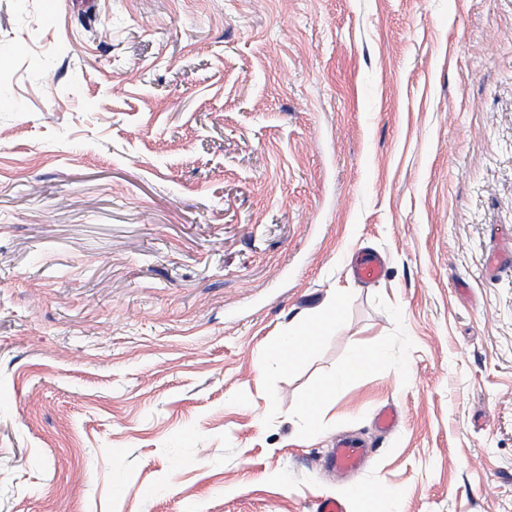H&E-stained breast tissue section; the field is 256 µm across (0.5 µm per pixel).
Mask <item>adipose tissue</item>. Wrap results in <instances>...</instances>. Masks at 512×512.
Here are the masks:
<instances>
[{
  "instance_id": "adipose-tissue-1",
  "label": "adipose tissue",
  "mask_w": 512,
  "mask_h": 512,
  "mask_svg": "<svg viewBox=\"0 0 512 512\" xmlns=\"http://www.w3.org/2000/svg\"><path fill=\"white\" fill-rule=\"evenodd\" d=\"M343 307L342 295H335L308 322L289 330L287 336L272 346L267 354L268 359L276 361L281 367L293 368L302 356L310 354L316 348L324 332L336 324ZM381 357V352L376 350L355 353L341 371L329 377L318 390L304 398L299 404V411L309 425H316L321 405L330 394L361 375Z\"/></svg>"
}]
</instances>
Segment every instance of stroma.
<instances>
[{
  "mask_svg": "<svg viewBox=\"0 0 512 512\" xmlns=\"http://www.w3.org/2000/svg\"><path fill=\"white\" fill-rule=\"evenodd\" d=\"M342 435L373 457L334 476ZM353 486L391 496L351 512H512V0H0V512ZM355 275L365 282H374L384 273V263L374 254H364L358 260L355 267ZM343 307V297L336 292L308 322L289 330L287 336H283L272 346L265 360H274L288 370L293 368L302 356H307L316 348L324 332L336 324ZM381 357L382 353L376 350L355 353L341 371L329 377L318 390L304 398L299 404V411L308 420L309 425L311 427L318 425L317 419L321 405L330 394L339 386L361 375Z\"/></svg>",
  "mask_w": 512,
  "mask_h": 512,
  "instance_id": "35a3bbf8",
  "label": "stroma"
}]
</instances>
